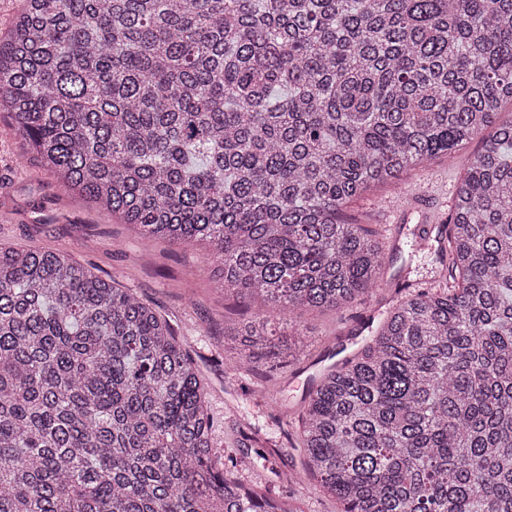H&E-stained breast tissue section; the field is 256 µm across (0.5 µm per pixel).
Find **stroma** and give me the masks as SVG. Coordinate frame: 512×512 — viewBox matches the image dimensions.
<instances>
[{
  "instance_id": "35a3bbf8",
  "label": "stroma",
  "mask_w": 512,
  "mask_h": 512,
  "mask_svg": "<svg viewBox=\"0 0 512 512\" xmlns=\"http://www.w3.org/2000/svg\"><path fill=\"white\" fill-rule=\"evenodd\" d=\"M479 147V140H471L408 172L398 185L374 188L351 201L346 215L376 232L387 249L382 283L365 301L336 311L302 312L298 320L310 334V345L300 360L254 371L225 359L224 326L251 318L258 307L214 290L204 246L147 244L132 226L68 197L5 117L0 118V242L69 251L80 264L133 289L166 315L209 385L220 456L236 457L244 477L287 498L293 512H340L339 504L311 482L291 487L269 482L254 464L255 453L241 448L238 422L248 418L280 438L272 413L295 420L312 387L361 351L370 335L368 322H382L402 297L403 277L430 283L434 255L420 243L436 237L447 221L467 160Z\"/></svg>"
}]
</instances>
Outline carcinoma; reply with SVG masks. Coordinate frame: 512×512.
<instances>
[{"label": "carcinoma", "mask_w": 512, "mask_h": 512, "mask_svg": "<svg viewBox=\"0 0 512 512\" xmlns=\"http://www.w3.org/2000/svg\"><path fill=\"white\" fill-rule=\"evenodd\" d=\"M0 105L70 195L147 241L212 247L252 369L281 315L379 286L344 216L481 137L433 289L309 394L304 471L341 512H512V0H25ZM170 321L67 251L0 245V512H291L233 475ZM276 467L282 443L244 421Z\"/></svg>", "instance_id": "cac0c4a2"}]
</instances>
